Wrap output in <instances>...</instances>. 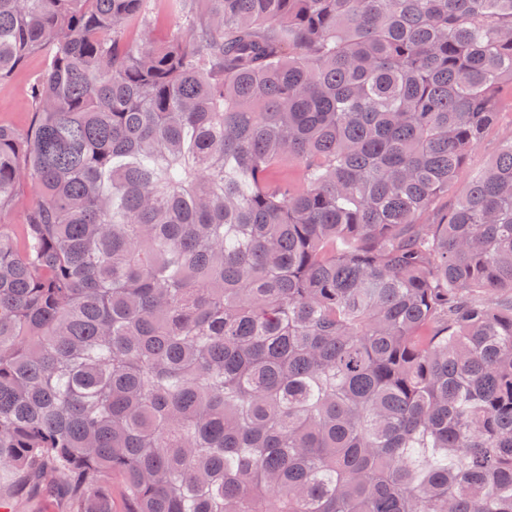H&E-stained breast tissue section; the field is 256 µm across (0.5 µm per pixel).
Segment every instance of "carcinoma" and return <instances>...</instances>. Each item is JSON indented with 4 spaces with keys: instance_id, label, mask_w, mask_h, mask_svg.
<instances>
[{
    "instance_id": "1",
    "label": "carcinoma",
    "mask_w": 512,
    "mask_h": 512,
    "mask_svg": "<svg viewBox=\"0 0 512 512\" xmlns=\"http://www.w3.org/2000/svg\"><path fill=\"white\" fill-rule=\"evenodd\" d=\"M0 0V470L69 512H512V0ZM39 199L17 234L18 195ZM452 205L432 223L448 194ZM43 67V59L32 55L24 68L13 77L5 88H0V123L9 124L19 131H25L31 122V104L28 98V82L32 74ZM506 127H512V109L510 105L504 106L498 127L489 129L478 148L469 154L465 168L466 172L481 168L489 162L498 146L502 129Z\"/></svg>"
}]
</instances>
